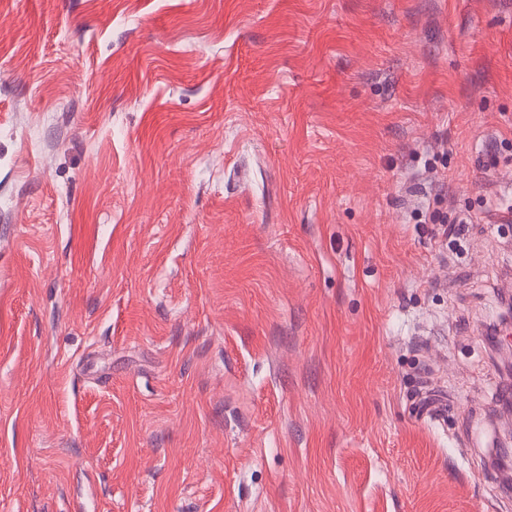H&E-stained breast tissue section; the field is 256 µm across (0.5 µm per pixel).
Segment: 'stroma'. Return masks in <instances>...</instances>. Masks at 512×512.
Here are the masks:
<instances>
[{
  "label": "stroma",
  "mask_w": 512,
  "mask_h": 512,
  "mask_svg": "<svg viewBox=\"0 0 512 512\" xmlns=\"http://www.w3.org/2000/svg\"><path fill=\"white\" fill-rule=\"evenodd\" d=\"M512 0H0V512H512Z\"/></svg>",
  "instance_id": "obj_1"
}]
</instances>
